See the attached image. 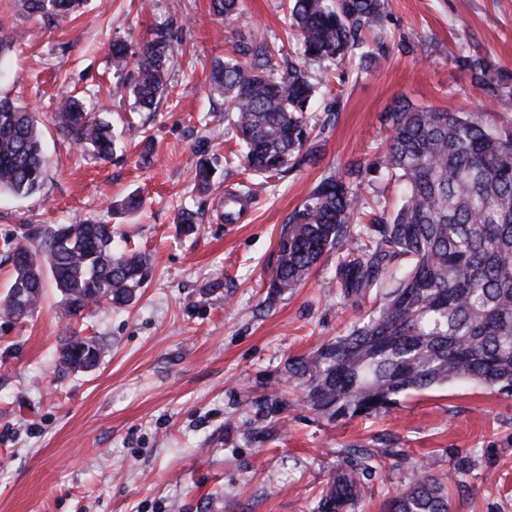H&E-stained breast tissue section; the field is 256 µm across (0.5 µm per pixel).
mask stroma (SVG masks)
<instances>
[{
  "label": "stroma",
  "mask_w": 512,
  "mask_h": 512,
  "mask_svg": "<svg viewBox=\"0 0 512 512\" xmlns=\"http://www.w3.org/2000/svg\"><path fill=\"white\" fill-rule=\"evenodd\" d=\"M286 7L243 0L225 21L210 0H87L80 17L47 22L0 0V24L24 35L0 72V95L39 112L49 159L39 193L0 194V297L26 225L105 221L150 259L126 308L66 321L50 289L23 322L0 313V512H314L329 478L362 452L370 472L353 512H383L427 466L447 477L451 512H512V397L461 380L373 417L328 420L297 390L274 417L261 407L284 390L288 360L344 334L372 306L343 298L333 250L300 288L267 301L281 225L322 178L381 157L379 115L398 97L512 123L448 54L462 45L512 71V0H387L376 65L328 81L322 66L307 67L317 161L264 179L241 167L224 99L207 78L243 36L293 54ZM173 17L169 96L157 111H131L112 94L108 50L116 40L143 46ZM402 41L423 50L399 51ZM66 93L111 122L110 159L57 133L53 111ZM203 157L215 169L206 192L192 181ZM245 191L239 223L225 226V197ZM132 192L142 210L112 213ZM183 209L201 219L188 236L174 224ZM73 334L103 343L95 370L59 372L57 349Z\"/></svg>",
  "instance_id": "35a3bbf8"
}]
</instances>
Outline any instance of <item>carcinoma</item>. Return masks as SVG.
I'll use <instances>...</instances> for the list:
<instances>
[{
    "label": "carcinoma",
    "mask_w": 512,
    "mask_h": 512,
    "mask_svg": "<svg viewBox=\"0 0 512 512\" xmlns=\"http://www.w3.org/2000/svg\"><path fill=\"white\" fill-rule=\"evenodd\" d=\"M83 0H18L26 14L53 21L78 12ZM241 0H211L214 15H237ZM385 0H290L289 25L301 62H277L264 42L241 38L214 61L210 88L226 101V112L253 174L266 179L288 171L294 161L314 162L310 101L315 93L305 64L333 65L358 57L377 61L381 46L365 44L363 29L379 24ZM176 21L133 52L112 42L117 75L113 93L132 97L140 112L155 111L167 96ZM20 43L15 30L0 27V63ZM473 86L489 89L512 108V74L484 56L454 52ZM57 130L75 145L105 160L112 155L108 122L71 95L57 104ZM388 132L380 161L356 163L321 179L282 224L278 259L267 299L300 286L325 252L341 254L336 276L347 298L375 293L367 321L291 359L285 382L303 386V399L330 419L377 415L400 396L468 379L512 396V126L487 123L476 113L418 106L397 98L382 113ZM48 164L39 113L0 96V193L28 197L42 185ZM404 189L401 207L373 215L370 246L347 233L360 209L359 187L374 166ZM210 161H197L194 181L210 185ZM16 244L14 273L0 307L22 321L41 302L46 278L61 296L59 314L72 319L86 308H123L133 303L150 272L149 258L118 251L112 225L83 222L28 226ZM406 274L384 289L390 271ZM104 354L95 336H70L57 358L66 372L94 369ZM360 494L358 469L329 480L318 512H347ZM385 512H450L447 482L428 470Z\"/></svg>",
    "instance_id": "cac0c4a2"
}]
</instances>
